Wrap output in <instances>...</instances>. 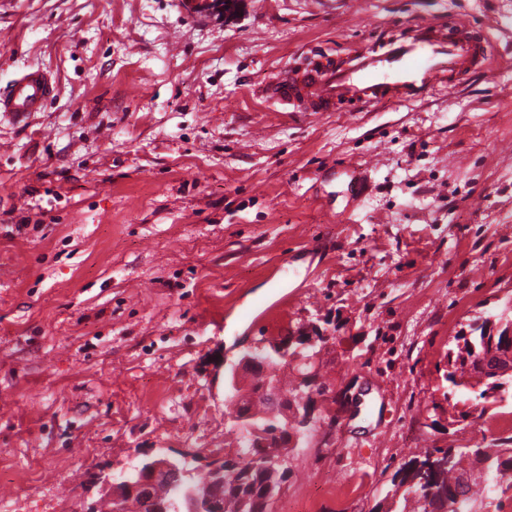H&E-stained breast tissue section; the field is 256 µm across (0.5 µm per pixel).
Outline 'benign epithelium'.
Instances as JSON below:
<instances>
[{"label": "benign epithelium", "instance_id": "1", "mask_svg": "<svg viewBox=\"0 0 512 512\" xmlns=\"http://www.w3.org/2000/svg\"><path fill=\"white\" fill-rule=\"evenodd\" d=\"M258 349H267L281 361L293 365L305 361L304 354L318 346V338L305 328L291 337L277 336L264 338L255 343ZM481 367L483 380L493 378L508 387L507 376L512 374V364L504 363L488 354ZM277 368L266 366V361L256 356L243 355L237 364L224 374V391L227 395L239 398L245 386L258 382L260 395L253 397L251 404L238 417L239 426L252 427L261 416L263 405L269 403L273 410H281L285 416L284 428L277 431L279 446L293 447L299 431L311 427L328 428L332 421L323 420L322 404L328 394L319 393V380L313 373H298L296 391L298 398H288L277 382ZM230 453L214 458L207 464L208 481L205 484L193 483L190 472L180 467L179 458L167 454H157L147 458L125 471L120 478L106 477L102 480L99 498H107L119 506L125 500L141 496L150 499L151 512H223L224 459ZM164 482L181 487L175 499L160 500L153 496V487Z\"/></svg>", "mask_w": 512, "mask_h": 512}]
</instances>
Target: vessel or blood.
<instances>
[{"label":"vessel or blood","instance_id":"obj_1","mask_svg":"<svg viewBox=\"0 0 512 512\" xmlns=\"http://www.w3.org/2000/svg\"><path fill=\"white\" fill-rule=\"evenodd\" d=\"M487 62L480 39L447 35L425 20L407 40L386 43L380 51H355L341 61L317 55L302 68L281 69L265 82L260 95L288 111L313 114L341 105L412 101L443 86L460 85ZM55 91L43 72L22 73L0 92V113L24 119L42 111Z\"/></svg>","mask_w":512,"mask_h":512}]
</instances>
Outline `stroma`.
I'll list each match as a JSON object with an SVG mask.
<instances>
[{
  "mask_svg": "<svg viewBox=\"0 0 512 512\" xmlns=\"http://www.w3.org/2000/svg\"><path fill=\"white\" fill-rule=\"evenodd\" d=\"M189 3L0 0V89L58 84L0 116V512H87L99 477L223 455L226 363L307 321L336 426L275 512L317 487V512H372L416 449L512 437V401L452 428L440 391L454 336L512 303V0ZM430 19L488 45L460 89L318 114L256 94ZM55 91V84L40 70L24 72L0 93V112L15 120H22L31 112L42 111L45 102Z\"/></svg>",
  "mask_w": 512,
  "mask_h": 512,
  "instance_id": "1",
  "label": "stroma"
}]
</instances>
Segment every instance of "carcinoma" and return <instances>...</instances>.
I'll use <instances>...</instances> for the list:
<instances>
[{"label": "carcinoma", "instance_id": "obj_1", "mask_svg": "<svg viewBox=\"0 0 512 512\" xmlns=\"http://www.w3.org/2000/svg\"><path fill=\"white\" fill-rule=\"evenodd\" d=\"M499 322L512 318V307H504L495 314H487L483 322L470 328V339L455 343L448 349V370L443 379L448 383L444 398L457 392H465L474 399L499 400L498 393L489 384L475 379L478 368L472 357L486 350L485 336L490 317ZM236 433L235 458L225 463L229 470L224 481V512H240L242 498L249 499L250 512H273L274 500L268 498V477L258 467L259 459L274 457L282 452L272 446H257L258 437L238 424H232ZM442 452L451 458L447 465L433 466V451L425 449L413 454L394 473L392 485L402 491L392 503L398 504L397 512H429L433 499L447 498V512H477V503L495 500L497 496L512 490V448H491L477 443L464 450L444 448Z\"/></svg>", "mask_w": 512, "mask_h": 512}]
</instances>
